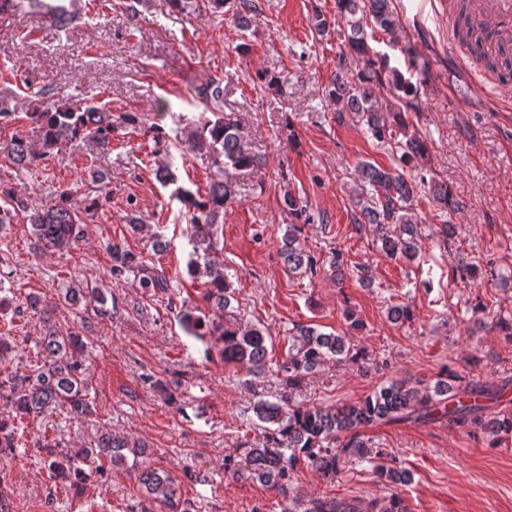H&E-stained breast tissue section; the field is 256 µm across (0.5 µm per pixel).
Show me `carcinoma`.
<instances>
[{"instance_id":"carcinoma-1","label":"carcinoma","mask_w":512,"mask_h":512,"mask_svg":"<svg viewBox=\"0 0 512 512\" xmlns=\"http://www.w3.org/2000/svg\"><path fill=\"white\" fill-rule=\"evenodd\" d=\"M333 19L345 23L348 52L361 60L363 66L355 72L337 74L326 91L327 98L337 114H348L399 159V166L389 170L369 161L358 164L361 186L352 191L358 207V223L369 225L377 247L384 254L412 263L421 252L419 224L412 215L418 194L424 193L442 213L457 209L458 202L447 183L424 176L417 181L404 172V168L423 159L429 150L427 142L410 129L408 119L412 104L407 97L416 95L417 88L398 68L390 66L389 55L373 50L369 42L375 32L393 34L398 16L392 0H336L333 18L315 13V32L325 35ZM458 34L478 59L496 63L493 45L474 37L469 16L462 10ZM386 86L392 98L383 102L378 91ZM29 118L40 132L39 146L19 137L12 138L6 146L8 159L26 170L51 151L67 146L89 144L101 153H108L117 129L112 113L68 99L32 112ZM196 146L224 153V174L210 184L204 196L183 187L176 189V195L190 213L189 244L193 259L189 262V273L202 271L206 277L203 300L221 319L208 324L188 309L180 322L188 334L201 340L208 333L217 336L218 355L224 363L238 365L250 376L261 378L269 372L272 361L269 337L262 329L238 318L232 305L234 290L224 275L223 250L218 248L220 217L236 197L234 172L259 165L261 158L238 129L222 118L204 123ZM91 181L96 196L78 202L71 192L62 190L39 207L30 206L11 188L1 189L0 224L13 223L16 214L22 212L30 225L35 253L71 252L84 241V225L110 200L108 176L96 170L91 174ZM281 252L290 272H314V259L300 241L298 225H288ZM110 254L112 272L133 273L144 291L156 292L168 287L163 272L123 246H112ZM24 304L36 315H45L54 306L37 293L28 294ZM412 317L413 312L406 304L395 303L388 308V318L394 324L402 325ZM85 347L83 336L76 332L59 335L50 331L37 340L36 359L23 362L12 355L14 346L10 337L0 336V399L13 408L12 413L0 417V455L16 451L17 435L26 429L24 422L32 419L40 427L37 437L39 448L44 451V469L55 480L81 481L86 478V466L92 464L99 471L106 464L119 466L125 463L128 452L137 457L146 456L145 444L130 442L108 430L100 432L89 448L72 453L57 451L59 425L54 419L55 412L84 422L97 417L85 368L76 359ZM358 359L347 336L309 326L299 328L286 358L272 371L280 387L279 400L260 398L252 406L257 420L265 424L262 443L234 449L224 457V471L283 490L301 466L332 482L343 475L348 463L361 460L372 464L381 482L401 484L409 479L401 463L383 449L373 447L364 429L406 420L426 424L446 421L451 426L470 430L474 436L480 433L492 442L512 435V410L502 404L504 389L468 380L448 368L433 384L388 380L356 402L323 406L294 401L308 378L325 363ZM139 482L146 499L168 512H177L172 479L164 470L146 462ZM304 512L408 510L397 497L386 501L374 499L367 507L356 499L316 498L307 504Z\"/></svg>"}]
</instances>
